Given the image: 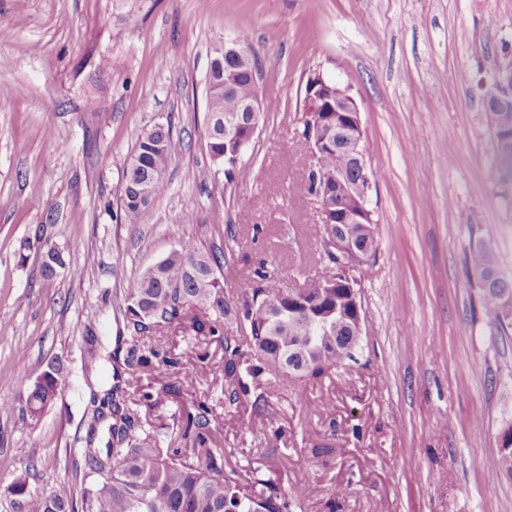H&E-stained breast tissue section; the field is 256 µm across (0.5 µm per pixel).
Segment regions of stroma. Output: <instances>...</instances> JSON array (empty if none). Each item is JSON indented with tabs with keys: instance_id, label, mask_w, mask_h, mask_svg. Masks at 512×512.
Here are the masks:
<instances>
[{
	"instance_id": "1",
	"label": "stroma",
	"mask_w": 512,
	"mask_h": 512,
	"mask_svg": "<svg viewBox=\"0 0 512 512\" xmlns=\"http://www.w3.org/2000/svg\"><path fill=\"white\" fill-rule=\"evenodd\" d=\"M1 29L0 396L19 374L61 376L39 420L21 400L0 411V512H16L21 475L79 497L70 459L112 383L115 307L183 240L223 249L234 306L258 264L270 288L326 272L301 138L315 73L351 87L378 174L352 360L318 382L263 380L257 413L250 394L225 405L220 346L171 326L146 342L173 365L141 372L129 402L167 448L185 445L181 411L214 406L225 468L250 494L309 485L300 512H512V476L492 473L512 427V334L493 333L467 264L485 243L512 277V173L485 106L512 65V0H0ZM232 39L259 59L260 123L236 182L204 135L208 63ZM157 124L173 132L168 190L128 219L124 166ZM51 249L66 265L48 276Z\"/></svg>"
}]
</instances>
